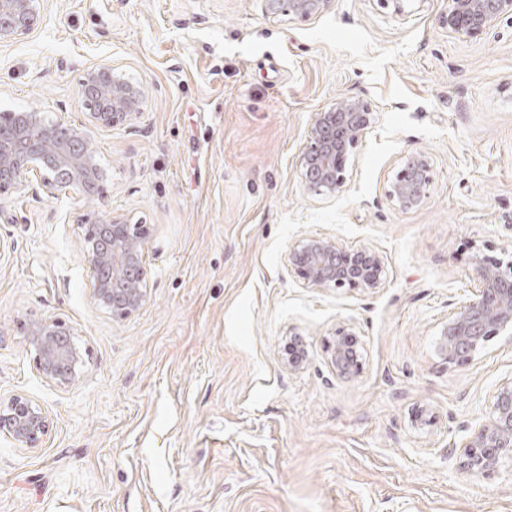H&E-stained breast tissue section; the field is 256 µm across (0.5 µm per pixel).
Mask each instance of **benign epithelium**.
Wrapping results in <instances>:
<instances>
[{
  "instance_id": "1",
  "label": "benign epithelium",
  "mask_w": 512,
  "mask_h": 512,
  "mask_svg": "<svg viewBox=\"0 0 512 512\" xmlns=\"http://www.w3.org/2000/svg\"><path fill=\"white\" fill-rule=\"evenodd\" d=\"M42 0H0V41L34 29L41 22ZM266 14L306 20L324 13L332 0H261ZM448 32L477 36L512 24V0H448L439 16ZM92 120L104 128L124 125L141 114L143 92L108 66L90 69L78 88ZM378 122L377 113L359 97L336 99L314 113L300 154L303 188L310 196L339 198L348 189L347 162ZM431 163L419 153L397 171L387 196L403 211L417 209L428 198ZM99 177L95 154L83 127L64 121L46 123L35 111L0 113V194L29 183L32 195L53 197L65 189L83 192ZM150 235L146 224L112 216L89 225L84 262L90 271L94 304L122 320L146 302L149 268L144 254ZM288 272L308 288L339 291L373 290L385 274L382 255L370 247L341 246L332 237L310 236L288 250ZM473 291L448 314L442 330L441 354L457 365L468 364L493 337L512 333V262L486 256L476 259ZM34 339L43 378L58 385L78 377L83 355L71 333L57 319L36 322ZM326 360L341 378L361 373L363 354L357 332L347 324L335 329L326 346ZM43 409L25 395L0 403V433L15 445L29 447L47 433ZM458 456V468L470 477L494 470L500 459L512 456V384L499 388L491 414L475 423L460 441L448 444Z\"/></svg>"
}]
</instances>
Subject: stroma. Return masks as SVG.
<instances>
[{"mask_svg": "<svg viewBox=\"0 0 512 512\" xmlns=\"http://www.w3.org/2000/svg\"><path fill=\"white\" fill-rule=\"evenodd\" d=\"M446 7L400 21L333 0L290 21L260 0H45L0 43V113L88 126L100 170L81 197L0 195V402L27 395L49 421L31 448L0 434V512H512L511 458L474 479L448 456L512 382V335L464 367L437 349L476 254L512 258V27L458 38ZM98 66L141 84L136 120L91 125L78 87ZM344 95L379 121L345 194L308 196L311 119ZM419 152L429 195L402 211L386 190ZM107 213L151 229L148 298L124 320L93 303L83 258ZM308 235L378 249L382 286L301 285L287 255ZM47 318L83 351L71 384L37 367ZM348 322L364 366L343 379L324 347Z\"/></svg>", "mask_w": 512, "mask_h": 512, "instance_id": "stroma-1", "label": "stroma"}]
</instances>
